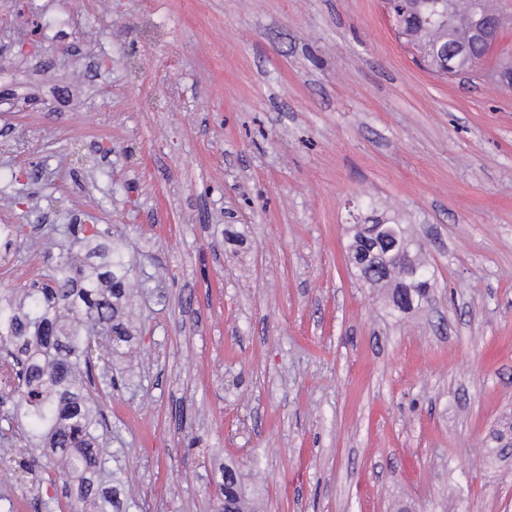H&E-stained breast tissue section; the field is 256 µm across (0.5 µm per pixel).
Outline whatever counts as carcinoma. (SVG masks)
Instances as JSON below:
<instances>
[{"label":"carcinoma","mask_w":512,"mask_h":512,"mask_svg":"<svg viewBox=\"0 0 512 512\" xmlns=\"http://www.w3.org/2000/svg\"><path fill=\"white\" fill-rule=\"evenodd\" d=\"M472 2L392 0V9L406 40L428 58L430 51L467 36ZM65 232L74 236L80 256L66 253L50 274L0 298V355L11 369L9 399L17 427L51 450L25 458L29 470H46V460L58 463V474L77 480L75 500L101 509L108 502L100 480L107 452L88 389L97 378L115 384L109 362L129 341V289L146 288L150 278L130 282L112 241L70 224ZM378 237L373 224L352 225L353 265L374 286L395 285L396 272L382 265L383 251H371ZM222 484L227 490L220 512L252 510L236 471H224Z\"/></svg>","instance_id":"carcinoma-1"}]
</instances>
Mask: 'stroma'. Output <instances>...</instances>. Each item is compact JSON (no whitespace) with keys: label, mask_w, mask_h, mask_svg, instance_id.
Here are the masks:
<instances>
[{"label":"stroma","mask_w":512,"mask_h":512,"mask_svg":"<svg viewBox=\"0 0 512 512\" xmlns=\"http://www.w3.org/2000/svg\"><path fill=\"white\" fill-rule=\"evenodd\" d=\"M27 5L39 47L21 51ZM420 68L382 0H0V292L82 224L134 278L95 394L127 512H512V89ZM28 194L26 208L14 203ZM434 273L401 311L348 261L369 210ZM56 470L0 512H71ZM227 490L223 491V499L220 502V512H246L252 510L249 496L242 487L240 475L230 469L224 471L223 481Z\"/></svg>","instance_id":"35a3bbf8"}]
</instances>
